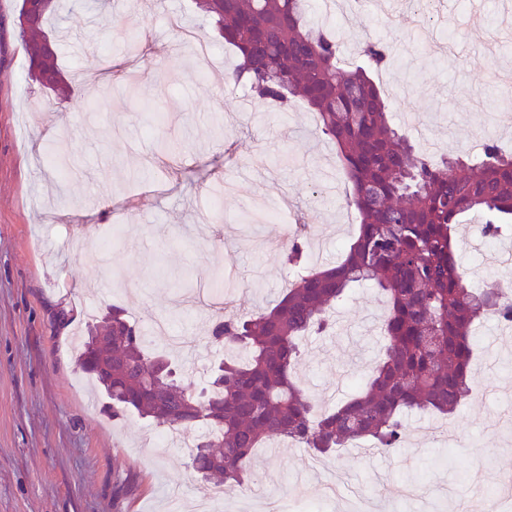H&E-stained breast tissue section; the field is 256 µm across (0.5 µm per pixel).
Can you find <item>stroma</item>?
<instances>
[{"label": "stroma", "mask_w": 512, "mask_h": 512, "mask_svg": "<svg viewBox=\"0 0 512 512\" xmlns=\"http://www.w3.org/2000/svg\"><path fill=\"white\" fill-rule=\"evenodd\" d=\"M18 0H0V512H172L175 497H209L188 442L155 447L153 421L105 413V399L75 360L76 335L117 305L166 351L178 370L189 354L204 386L224 357L208 329L215 299L241 313L271 306L297 271L287 237H301L309 264L335 263L358 215L336 146L311 110L288 111L225 85L235 56L192 0H125L99 13L62 0L54 21L67 99L28 75L16 28ZM212 48L198 60L171 18ZM433 22L448 54L417 51L412 0H369L349 37L384 42L397 81L391 122L416 151L473 160L480 142L512 148V103L492 101L494 65L512 64V0H436ZM137 32L135 50L124 44ZM252 111H242L244 102ZM464 268L512 243L458 229ZM475 288L496 273L481 268ZM385 301L355 289L333 328L308 337L295 379L330 407L351 394L382 349ZM484 320L476 330L477 394L447 418L411 412L390 454L345 448L308 468L284 443L259 449L253 481L227 484L214 512H272L271 495L294 479L310 493L344 476L320 512H348L359 486L373 512H484L486 496L512 477V342ZM450 425L454 441L441 439ZM498 450L477 459L482 443ZM418 494L403 495L405 483Z\"/></svg>", "instance_id": "stroma-1"}]
</instances>
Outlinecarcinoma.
I'll return each instance as SVG.
<instances>
[{
    "label": "carcinoma",
    "mask_w": 512,
    "mask_h": 512,
    "mask_svg": "<svg viewBox=\"0 0 512 512\" xmlns=\"http://www.w3.org/2000/svg\"><path fill=\"white\" fill-rule=\"evenodd\" d=\"M224 43L237 50L231 80L288 110L296 96L336 143L351 183L358 233L335 265L306 268L274 306L211 321L209 340L229 352L199 390L176 374L118 306L89 326L78 355L112 400L118 418L135 413L171 430L199 429L193 469L208 485L252 478L255 448L289 439L314 457L363 440L390 453L404 439L409 410L447 415L475 393L474 326L482 318L512 323V302L467 282L455 249V225L482 213L497 235L512 219V155L490 140L478 166L419 153L392 126L370 73L387 66L386 47L360 43L365 65L342 64L343 38L309 19V0H196ZM58 0H38L36 19L17 24L29 77L63 89L50 21ZM360 285L385 298L383 353L355 393L323 408L293 379L300 342L330 328L328 310Z\"/></svg>",
    "instance_id": "1"
}]
</instances>
